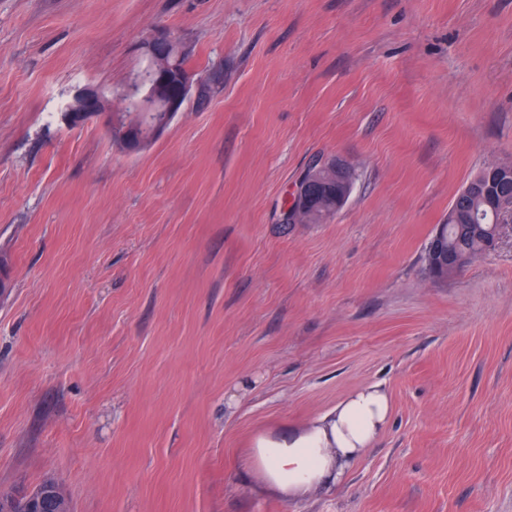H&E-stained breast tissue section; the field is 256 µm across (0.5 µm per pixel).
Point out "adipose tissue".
Masks as SVG:
<instances>
[{
    "label": "adipose tissue",
    "instance_id": "1",
    "mask_svg": "<svg viewBox=\"0 0 512 512\" xmlns=\"http://www.w3.org/2000/svg\"><path fill=\"white\" fill-rule=\"evenodd\" d=\"M389 411L387 394L369 386L347 395L309 430L284 441H261L267 478L291 493L339 478L383 432Z\"/></svg>",
    "mask_w": 512,
    "mask_h": 512
}]
</instances>
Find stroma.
Here are the masks:
<instances>
[{"mask_svg": "<svg viewBox=\"0 0 512 512\" xmlns=\"http://www.w3.org/2000/svg\"><path fill=\"white\" fill-rule=\"evenodd\" d=\"M171 35L211 97L146 148L123 109ZM355 171L323 224L306 170ZM512 163V0H0V488L73 512H512V222L442 281L457 191ZM383 435L286 493L253 458L351 391ZM104 107L105 99L98 89H79L69 103V108L61 114V120L70 127H77L100 117ZM41 489H28L25 487H20L16 489L9 490H0V496L2 494H6L9 491V494L7 496H2L0 498V504H3L4 511H10L13 508V505L19 500H22V506L23 505H29L32 506L36 501L42 502L49 501L53 496H57L59 494H64L69 502L70 499L68 497V494L66 493L64 487L62 485H57L55 481H44L40 484V486L36 487ZM41 492L44 494V497L42 496ZM44 502L42 505L46 508L51 509L53 512H69L72 511L70 506L64 501H61L60 499H57L55 501H52L50 504ZM71 504V502H70Z\"/></svg>", "mask_w": 512, "mask_h": 512, "instance_id": "stroma-1", "label": "stroma"}]
</instances>
